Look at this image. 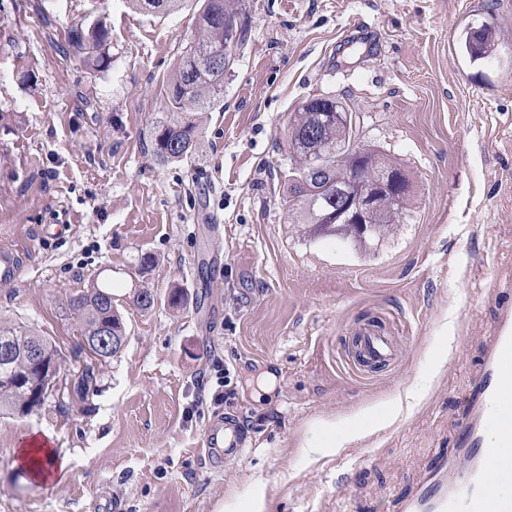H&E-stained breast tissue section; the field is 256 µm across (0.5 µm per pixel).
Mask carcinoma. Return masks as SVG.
I'll use <instances>...</instances> for the list:
<instances>
[{
  "label": "carcinoma",
  "mask_w": 512,
  "mask_h": 512,
  "mask_svg": "<svg viewBox=\"0 0 512 512\" xmlns=\"http://www.w3.org/2000/svg\"><path fill=\"white\" fill-rule=\"evenodd\" d=\"M135 2L149 10L167 13L179 7L182 0ZM245 10V0H200L196 32L165 85L170 110L177 114V119L161 117L155 122L153 152L159 161H182L195 149L198 140L195 117L213 107L223 96L224 73L230 70L246 42L248 24ZM106 38L107 30L99 24L89 27L86 32L77 30L68 35V43L73 49L94 57L99 67L107 62L100 52ZM465 48L475 62L492 58L496 51L491 32L486 29L466 38ZM215 52L225 53L224 67L217 71L207 63L208 57ZM341 111L343 108L335 99L325 96L321 100H307L295 113L289 129V144L296 153L299 166L291 178L289 195L291 211L303 225L304 232L315 238L340 239L356 246L383 238L394 230L396 218L409 201L410 180L397 164L353 144V130L348 122L332 118L326 124L320 123L321 113ZM313 164L321 167L323 180L337 185L346 184L352 171L363 170V178L355 185L360 191L371 188L380 170L394 171L404 179L405 195L399 205L384 206L378 211L369 234L356 224H325L320 217L325 210L335 209L336 203L326 204L315 198L317 183L311 171ZM69 306L82 318L84 338L96 359L110 358L120 350V346L112 345V338L123 335V330L109 287L95 284L73 296ZM4 339L16 349V356L10 367H0V410L16 413L29 402L28 386L19 383V380L27 378L29 370L23 352L33 345L50 349L52 341L29 331L0 326V341ZM99 340L105 341L101 350L95 347ZM96 382L95 369L87 367L74 384V392L83 399L96 387Z\"/></svg>",
  "instance_id": "cac0c4a2"
}]
</instances>
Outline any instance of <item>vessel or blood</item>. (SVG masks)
I'll list each match as a JSON object with an SVG mask.
<instances>
[{
	"mask_svg": "<svg viewBox=\"0 0 512 512\" xmlns=\"http://www.w3.org/2000/svg\"><path fill=\"white\" fill-rule=\"evenodd\" d=\"M24 264L19 251L0 246V282L20 280ZM359 350L349 363L358 372L369 365H392L397 343L373 326L358 333ZM208 462L241 459L246 437L238 419L206 426ZM399 512H512V301L503 303L482 363L470 388L465 413L457 425L456 450L441 459L430 478L398 502Z\"/></svg>",
	"mask_w": 512,
	"mask_h": 512,
	"instance_id": "vessel-or-blood-1",
	"label": "vessel or blood"
}]
</instances>
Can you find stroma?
<instances>
[{"label":"stroma","instance_id":"stroma-1","mask_svg":"<svg viewBox=\"0 0 512 512\" xmlns=\"http://www.w3.org/2000/svg\"><path fill=\"white\" fill-rule=\"evenodd\" d=\"M245 5L248 40L197 117L195 151L163 163L153 125L197 0L163 14L0 0V245L24 262L0 285V326L49 338L61 361L41 407L0 413V512H244L257 495L263 512H389L453 450L483 341L512 299V0ZM357 19L368 32L350 33ZM97 21L98 70L67 44ZM486 23L499 55L469 65L458 35ZM321 95L351 113L357 145L411 179L395 232L366 249L308 237L288 209V122ZM103 279L125 342L79 401L89 359L68 303ZM143 287L147 311L134 303ZM367 324L397 337L401 357L361 374L347 348ZM395 403L375 433L305 453L312 435ZM226 413L249 446L213 467L203 429ZM35 435L65 456L60 481L19 461Z\"/></svg>","mask_w":512,"mask_h":512}]
</instances>
